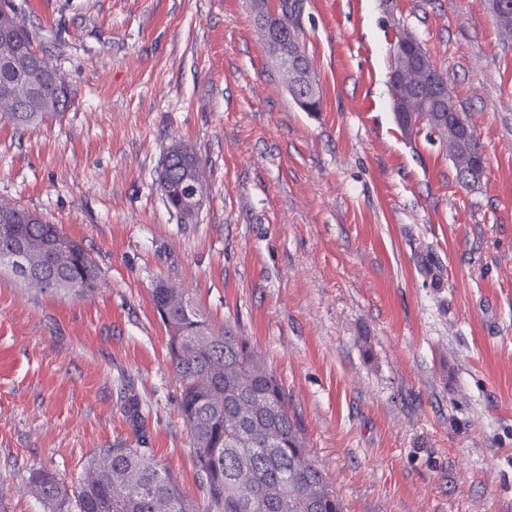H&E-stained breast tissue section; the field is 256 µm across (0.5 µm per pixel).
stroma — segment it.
Masks as SVG:
<instances>
[{
    "mask_svg": "<svg viewBox=\"0 0 512 512\" xmlns=\"http://www.w3.org/2000/svg\"><path fill=\"white\" fill-rule=\"evenodd\" d=\"M11 4L72 100L0 122V202L59 225L101 282L0 269V512H53L33 475L72 486L116 444L205 512L161 282L258 349L344 512H512V37L490 0H300L318 112L289 96L254 0ZM404 33L485 147L477 186L394 119ZM175 141L206 187L189 224L156 183Z\"/></svg>",
    "mask_w": 512,
    "mask_h": 512,
    "instance_id": "stroma-1",
    "label": "stroma"
}]
</instances>
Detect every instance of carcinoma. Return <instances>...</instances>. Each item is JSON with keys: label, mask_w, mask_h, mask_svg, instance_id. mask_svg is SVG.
<instances>
[{"label": "carcinoma", "mask_w": 512, "mask_h": 512, "mask_svg": "<svg viewBox=\"0 0 512 512\" xmlns=\"http://www.w3.org/2000/svg\"><path fill=\"white\" fill-rule=\"evenodd\" d=\"M278 18L288 23L285 51L303 49L294 17L297 0H280ZM0 30L11 50L22 58L0 61V90L19 83L34 84L39 95L25 111L7 117L16 127L39 125L64 112L69 93L46 57L31 53L33 40L14 12L0 8ZM429 83L419 88L390 84L391 108L398 125L413 133L414 113L407 101L419 100L426 116H439L448 98V77L429 63ZM312 111L322 106V89L311 79L301 91ZM169 165H161L157 181L169 210L179 212L188 172L199 161L185 145ZM23 240L37 250L42 290L97 287L100 275L83 246L58 225L13 203H0V252ZM153 306L169 338L171 365L179 384L180 413L192 438V452L202 474L209 512H343L320 468L309 457L300 419L288 395L250 340L231 328L214 332L177 288H155ZM33 491L43 501L64 509L74 500L77 512H197L180 494L170 473L135 448L116 445L87 467L72 491L54 476L38 473Z\"/></svg>", "instance_id": "cac0c4a2"}]
</instances>
